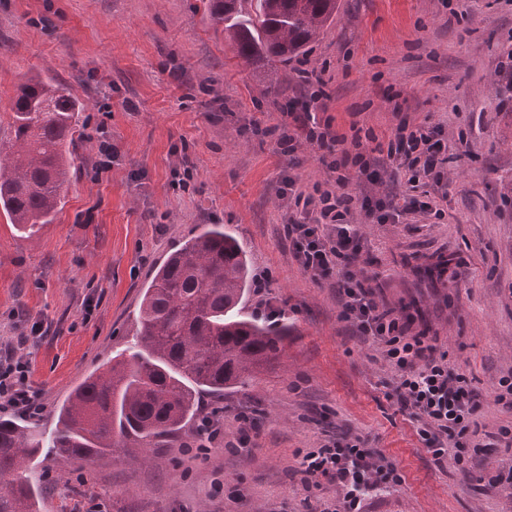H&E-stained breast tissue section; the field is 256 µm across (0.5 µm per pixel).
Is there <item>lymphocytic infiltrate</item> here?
Listing matches in <instances>:
<instances>
[{
    "label": "lymphocytic infiltrate",
    "mask_w": 512,
    "mask_h": 512,
    "mask_svg": "<svg viewBox=\"0 0 512 512\" xmlns=\"http://www.w3.org/2000/svg\"><path fill=\"white\" fill-rule=\"evenodd\" d=\"M287 116V122L274 128L283 154H295L305 142L335 155L324 181L307 186L289 173L280 178L281 197L296 206L283 226L293 258L314 280H334L340 320L359 338L384 347L386 359L399 373L395 393L403 408L420 421L419 435L427 451L438 460L452 457L459 465L472 460L469 430L479 405L466 376L449 367L446 354L438 353L432 339L410 335L408 321L379 304L355 264L361 242L350 225L353 209H361L371 222L394 224L408 212L430 210L429 201L393 191L355 201L345 190L346 169H356L374 185L383 181L382 164L367 156L361 135L338 134L331 118H320L305 105L289 109ZM387 156L409 181L423 176L437 184L444 180L448 146L439 127L414 126L400 118L387 144ZM51 328L42 318L29 325L9 322L10 335L0 342L1 406L40 414L44 390L32 379L31 350L48 337ZM301 468L306 488L320 487L325 481L342 486L344 495L335 512H360L365 491L403 482L396 466L378 449L345 438L328 439L304 456Z\"/></svg>",
    "instance_id": "1"
}]
</instances>
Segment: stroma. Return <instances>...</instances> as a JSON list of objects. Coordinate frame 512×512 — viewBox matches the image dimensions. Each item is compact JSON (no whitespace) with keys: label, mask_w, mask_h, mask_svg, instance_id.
I'll use <instances>...</instances> for the list:
<instances>
[{"label":"stroma","mask_w":512,"mask_h":512,"mask_svg":"<svg viewBox=\"0 0 512 512\" xmlns=\"http://www.w3.org/2000/svg\"><path fill=\"white\" fill-rule=\"evenodd\" d=\"M338 4L303 61L246 66L208 0H0V137L30 76L68 84L85 106L54 223L22 235L0 217V324L15 310L61 327L31 356L45 392L34 425L51 432L72 388L130 343L152 270L206 225L237 237L293 327L253 386L200 396L225 408L224 446L186 452L189 423L146 452L130 440L66 464L44 452L41 512H325L343 490H306L300 462L329 433L380 450L403 478L362 512H512V484L487 483L512 469V447L496 443L512 410L493 402L512 375V0ZM303 67L324 72L339 133L372 131L367 150L387 144L401 114L442 128L448 167L429 189L433 213L373 224L357 210L351 222L377 301L435 338L481 405L473 474L435 463L382 349L352 335L331 282L288 251L282 173L308 185L329 176L319 150L280 154L271 132L288 101L312 93ZM184 158L189 180L176 191L170 170ZM243 409L255 428L234 450Z\"/></svg>","instance_id":"35a3bbf8"}]
</instances>
